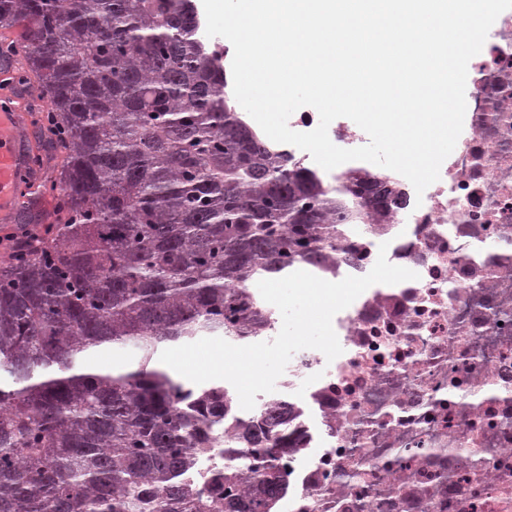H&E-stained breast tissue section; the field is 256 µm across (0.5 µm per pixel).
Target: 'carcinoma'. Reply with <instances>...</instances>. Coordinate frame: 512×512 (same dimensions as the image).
I'll return each instance as SVG.
<instances>
[{
  "label": "carcinoma",
  "instance_id": "obj_1",
  "mask_svg": "<svg viewBox=\"0 0 512 512\" xmlns=\"http://www.w3.org/2000/svg\"><path fill=\"white\" fill-rule=\"evenodd\" d=\"M19 25L0 58L42 87L65 158L55 233L0 264V512H274L293 408L235 421L224 470L194 483L231 398L149 365L170 343L254 335L249 283L327 262L402 192L364 205L381 192L371 171L348 170L355 192L272 153L193 36L191 0H0V29ZM109 346L135 348L138 368L78 369Z\"/></svg>",
  "mask_w": 512,
  "mask_h": 512
}]
</instances>
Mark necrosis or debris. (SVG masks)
<instances>
[{
	"label": "necrosis or debris",
	"instance_id": "necrosis-or-debris-1",
	"mask_svg": "<svg viewBox=\"0 0 512 512\" xmlns=\"http://www.w3.org/2000/svg\"><path fill=\"white\" fill-rule=\"evenodd\" d=\"M440 178L388 231L352 225L324 278L366 275L380 244L413 281L333 318L334 360L296 352L251 419L289 401L300 436L276 512H512V10L489 32Z\"/></svg>",
	"mask_w": 512,
	"mask_h": 512
}]
</instances>
